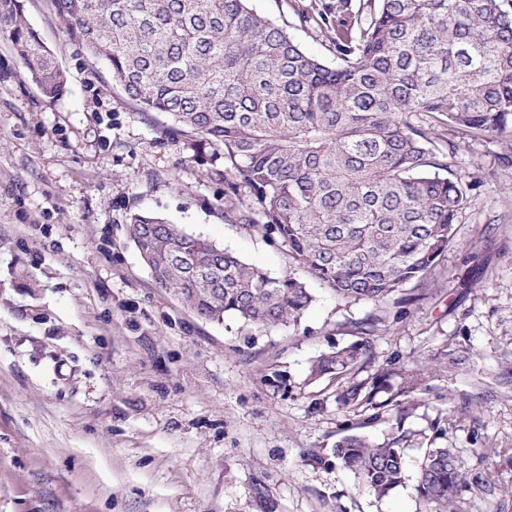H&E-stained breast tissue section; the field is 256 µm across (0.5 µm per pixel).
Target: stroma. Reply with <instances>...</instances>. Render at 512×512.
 <instances>
[{
  "mask_svg": "<svg viewBox=\"0 0 512 512\" xmlns=\"http://www.w3.org/2000/svg\"><path fill=\"white\" fill-rule=\"evenodd\" d=\"M22 4L67 86L47 102L0 33V512H431L429 448L458 458V512H512V135L437 128L459 146L449 171L470 203L433 277L365 336L372 303L336 297L227 219L249 201L225 197L220 149L166 133V114L108 85L50 0ZM252 5L332 62L288 0ZM140 212L295 274L312 303L267 329L201 319L156 286L128 232ZM355 342L372 352L355 381L386 369L392 388L344 407L311 368ZM351 434L399 439L405 481L388 496L359 491L337 460Z\"/></svg>",
  "mask_w": 512,
  "mask_h": 512,
  "instance_id": "obj_1",
  "label": "stroma"
}]
</instances>
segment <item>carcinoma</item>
I'll return each instance as SVG.
<instances>
[{
  "label": "carcinoma",
  "mask_w": 512,
  "mask_h": 512,
  "mask_svg": "<svg viewBox=\"0 0 512 512\" xmlns=\"http://www.w3.org/2000/svg\"><path fill=\"white\" fill-rule=\"evenodd\" d=\"M59 25L169 133H191L224 155V195L245 194L235 220L276 237L292 264L339 298L389 304L435 273L469 204L448 169L436 125L465 136L512 132V4L508 0H336L297 5L328 42L333 63L306 53L251 0H51ZM18 56L49 101L65 92L53 52L19 0H0ZM130 238L155 283L200 318L258 328L295 322L313 300L290 274L272 277L164 218L135 213ZM366 346L321 357L316 376L338 402L370 404L351 378ZM336 458L358 488L401 486L397 441L352 434ZM463 473L449 448H430L419 489L433 512L453 508Z\"/></svg>",
  "instance_id": "carcinoma-1"
}]
</instances>
